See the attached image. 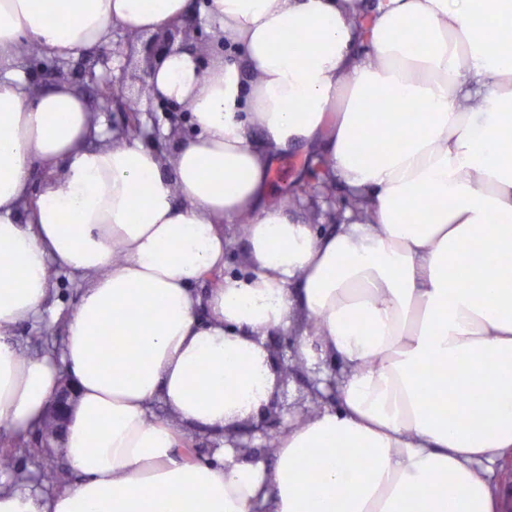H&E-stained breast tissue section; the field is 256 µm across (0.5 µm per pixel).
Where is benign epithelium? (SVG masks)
<instances>
[{
	"instance_id": "benign-epithelium-1",
	"label": "benign epithelium",
	"mask_w": 512,
	"mask_h": 512,
	"mask_svg": "<svg viewBox=\"0 0 512 512\" xmlns=\"http://www.w3.org/2000/svg\"><path fill=\"white\" fill-rule=\"evenodd\" d=\"M193 31L194 26L186 22L168 27L161 32L152 34L146 39L139 38L132 44L129 53L140 54L143 61L141 73L129 76L127 75L126 68L123 67L120 69L119 76L116 77L112 75V72L108 71L101 77V81L110 88L114 80L119 79L124 82L130 78L137 83L134 99L138 101L144 99L150 106L157 103L161 105L163 111H169L170 104L161 100L158 101L153 97L151 93L152 79L163 59L174 51H189L197 55L199 60L203 62L209 60L213 46L199 37L191 35ZM287 339L286 348H288V351H283V347L279 345L269 348L272 357L276 361L277 369L282 372L280 376L282 386L281 398L272 400L270 405L264 409L257 422L246 423L240 426L234 435L228 439L229 444L243 456L258 454V449L252 446L255 434L260 433L266 438L284 425L285 418L295 419L300 417L304 419L312 415L315 409L321 407L336 392V367L327 366L328 374L324 378L318 377V374L321 373V368L318 366L310 371L304 367H299L293 363L297 336L291 332ZM298 377L306 378V391L299 393L290 402L287 399L288 384L290 380ZM320 383L325 385L328 393L325 394L318 388ZM74 400L75 389L68 383L60 394L56 396L52 404V419L56 426H61L67 418L73 407Z\"/></svg>"
}]
</instances>
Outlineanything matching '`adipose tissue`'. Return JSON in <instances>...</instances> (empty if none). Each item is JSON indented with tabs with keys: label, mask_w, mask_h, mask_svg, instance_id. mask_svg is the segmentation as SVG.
Returning a JSON list of instances; mask_svg holds the SVG:
<instances>
[{
	"label": "adipose tissue",
	"mask_w": 512,
	"mask_h": 512,
	"mask_svg": "<svg viewBox=\"0 0 512 512\" xmlns=\"http://www.w3.org/2000/svg\"><path fill=\"white\" fill-rule=\"evenodd\" d=\"M190 10L0 0V431L27 438L70 378L57 451L78 476L51 495L0 486V512H498L512 0H379L362 27L357 0H208L222 46L154 76L195 129L168 155L105 134L68 85L28 80L21 46L66 57ZM294 145L347 189L335 229L270 205ZM54 266L83 293L59 354L25 358L11 334L41 317ZM209 274L222 283L198 293ZM293 329L306 367L338 368L336 400L272 452L237 454L225 433L277 391L267 338ZM200 430L217 447L187 460Z\"/></svg>",
	"instance_id": "obj_1"
}]
</instances>
